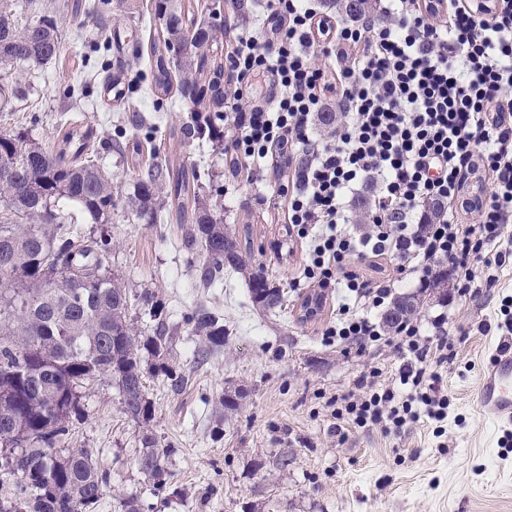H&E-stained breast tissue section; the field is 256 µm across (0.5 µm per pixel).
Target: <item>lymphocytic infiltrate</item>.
Listing matches in <instances>:
<instances>
[{
  "mask_svg": "<svg viewBox=\"0 0 512 512\" xmlns=\"http://www.w3.org/2000/svg\"><path fill=\"white\" fill-rule=\"evenodd\" d=\"M474 2L388 0L382 17L348 24L320 0H267L257 32L224 54V120L236 130L224 157L276 176L285 233L303 250L292 287L344 289L327 342L400 355L394 383L377 363L355 393L329 399L340 433L444 421L447 315L389 326L377 314L407 279L427 288L444 267L467 298L512 261L499 248L512 223V0L489 12ZM328 106L336 123L315 137ZM477 168L489 191L472 210L461 186ZM370 177L368 222L345 230L347 194ZM354 257L376 275L348 269Z\"/></svg>",
  "mask_w": 512,
  "mask_h": 512,
  "instance_id": "obj_1",
  "label": "lymphocytic infiltrate"
}]
</instances>
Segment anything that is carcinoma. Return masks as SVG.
<instances>
[{"label":"carcinoma","instance_id":"1","mask_svg":"<svg viewBox=\"0 0 512 512\" xmlns=\"http://www.w3.org/2000/svg\"><path fill=\"white\" fill-rule=\"evenodd\" d=\"M153 35L146 52L150 94L180 95L194 114L180 128L182 140L209 139L221 148L224 136L210 116L224 111V6L212 20L195 17L193 0H152ZM372 0H328L351 18ZM133 0H98L91 13L112 17L104 48H122L123 16ZM63 52L62 30L54 9L27 0V14L0 8V66L16 73L52 63ZM23 101L18 84H0V110ZM92 130L64 123L56 130V151L32 142L25 133L0 132V504L8 512H96L110 484L86 448H64L72 420L81 415L82 390L100 377L118 387L123 413L142 428L138 470L154 485H165L167 451L157 448L151 429L154 410L143 383V359L179 392L185 379L168 364L174 330L165 305L144 291L138 300L155 322L144 336L130 317L127 288L109 268L105 235L80 236L66 224L60 205L87 214L93 223L112 220L119 198L103 168L90 159ZM202 175L183 165L149 167L136 183L128 208L149 224L162 220L156 201L186 225L184 242L203 252L200 278L213 284L224 271L248 272L250 255L238 235L224 225L222 204L201 199ZM252 303L264 313L283 306L284 296L268 276L249 272ZM421 299L412 294L394 301L384 321L415 315ZM189 332L202 338L206 352L224 348V322L199 308Z\"/></svg>","mask_w":512,"mask_h":512}]
</instances>
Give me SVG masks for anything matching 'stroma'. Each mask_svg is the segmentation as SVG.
Here are the masks:
<instances>
[{
  "mask_svg": "<svg viewBox=\"0 0 512 512\" xmlns=\"http://www.w3.org/2000/svg\"><path fill=\"white\" fill-rule=\"evenodd\" d=\"M60 22L65 54L21 76L23 103L0 111V132L21 131L48 147L60 123L92 126L94 158L121 195L104 227L112 272L130 295L149 290L164 302L178 328L169 362L186 378L175 393L164 375L145 377L154 408L150 428L158 448L168 451L162 490L137 468L142 432L124 415L112 380L83 392L66 445L89 449L110 477L97 512H118L119 499L129 496L141 512H512V446L500 445L506 428L475 406L481 373L500 342L495 325L501 298L512 295V264L496 270L494 288L466 300L419 292L413 282L405 288L421 293L420 318L447 313L456 344L442 373L450 399L442 428L426 421L397 435L351 428L338 439L327 398L354 391L372 359L394 370L397 357L388 347L375 353L326 345L322 331L335 302L299 322L305 293L289 283L302 250L276 253L280 227L256 203L272 199L273 186L258 175L249 182L233 177L208 138L182 141L190 112L155 110L138 82L147 67L133 65L131 53L109 58L103 68L90 64L93 18L81 22L62 11ZM80 66L87 78L75 91ZM168 158L203 173L201 196H221L225 224L249 241L253 266L282 288V309L266 314L254 307L240 273L202 285L204 256L185 248L180 225L149 224L131 213L126 199L136 168ZM200 307L219 315L228 333L224 349L204 359L201 338L185 327ZM235 389L242 408L227 421L216 402Z\"/></svg>",
  "mask_w": 512,
  "mask_h": 512,
  "instance_id": "stroma-1",
  "label": "stroma"
}]
</instances>
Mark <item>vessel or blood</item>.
I'll use <instances>...</instances> for the list:
<instances>
[{
    "instance_id": "1",
    "label": "vessel or blood",
    "mask_w": 512,
    "mask_h": 512,
    "mask_svg": "<svg viewBox=\"0 0 512 512\" xmlns=\"http://www.w3.org/2000/svg\"><path fill=\"white\" fill-rule=\"evenodd\" d=\"M479 413L512 424V346L496 349L482 371L476 393Z\"/></svg>"
}]
</instances>
